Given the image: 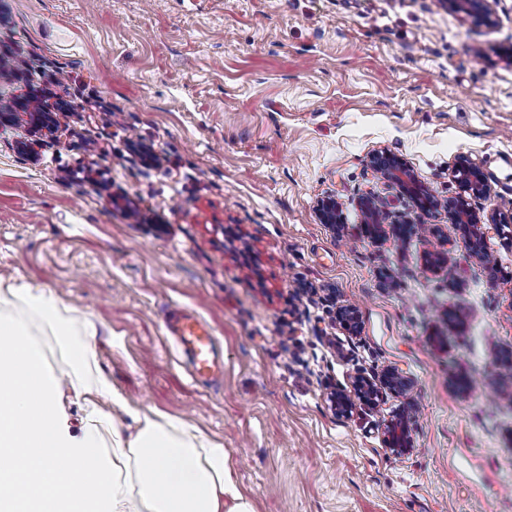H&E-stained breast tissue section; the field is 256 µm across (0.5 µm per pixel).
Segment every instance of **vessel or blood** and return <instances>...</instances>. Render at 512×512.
<instances>
[{"instance_id":"obj_1","label":"vessel or blood","mask_w":512,"mask_h":512,"mask_svg":"<svg viewBox=\"0 0 512 512\" xmlns=\"http://www.w3.org/2000/svg\"><path fill=\"white\" fill-rule=\"evenodd\" d=\"M165 329L176 348L189 360L194 379H223L224 353L193 309H177L166 319Z\"/></svg>"}]
</instances>
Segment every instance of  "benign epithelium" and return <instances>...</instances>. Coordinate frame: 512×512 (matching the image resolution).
I'll use <instances>...</instances> for the list:
<instances>
[{
    "instance_id": "benign-epithelium-1",
    "label": "benign epithelium",
    "mask_w": 512,
    "mask_h": 512,
    "mask_svg": "<svg viewBox=\"0 0 512 512\" xmlns=\"http://www.w3.org/2000/svg\"><path fill=\"white\" fill-rule=\"evenodd\" d=\"M448 8L471 18L475 23L486 27L495 24V14L492 0H440ZM15 108L11 112H0V127L28 125L29 137L16 143L19 154L28 159H36V147L46 141L57 139L59 124L54 112L53 101L28 90L13 98ZM368 165L372 172L385 182L394 185L400 191L414 200L415 208L420 212L444 210L448 212V223L455 225L461 231V241L464 249L473 253L483 239L481 225L506 224L512 221L499 209L487 213L483 218L478 217L472 210L469 199L486 194L489 191L486 175L482 168L474 163L469 156L456 157L451 175L457 183L459 193L454 198L443 201L434 200L433 194L419 184L412 170L403 159L387 148L374 150L368 157ZM358 207L363 216V224L377 225L373 236H383L393 233L394 228L403 226L407 234L419 232L424 226L417 223L409 213H402L389 221L388 228H383V218L388 216L385 205L373 196H363L358 200ZM317 217L319 223L331 227L343 223L342 206L336 197H325L318 202ZM429 232L439 238L440 248L424 254V264L428 270L438 272L448 265V233L442 228L433 226ZM336 320L352 334L359 330V315L351 305L336 307ZM409 380L393 368L384 369L377 378L373 379L363 374L355 377L352 390L338 389L332 394V404L336 414L349 416L361 404L367 408L376 405L381 390L385 389L394 394L404 395L408 391ZM383 442L397 456L410 451L411 439L405 425V415L399 413L386 420L381 428Z\"/></svg>"
}]
</instances>
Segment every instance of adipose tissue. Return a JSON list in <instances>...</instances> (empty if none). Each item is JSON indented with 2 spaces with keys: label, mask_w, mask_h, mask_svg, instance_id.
Wrapping results in <instances>:
<instances>
[{
  "label": "adipose tissue",
  "mask_w": 512,
  "mask_h": 512,
  "mask_svg": "<svg viewBox=\"0 0 512 512\" xmlns=\"http://www.w3.org/2000/svg\"><path fill=\"white\" fill-rule=\"evenodd\" d=\"M15 303L24 317L7 313ZM34 316L89 383L48 368L29 330ZM94 336L75 337L51 290L0 289V512H254L222 445L181 419L132 407L109 375L92 372ZM110 409L123 420L108 421Z\"/></svg>",
  "instance_id": "1"
}]
</instances>
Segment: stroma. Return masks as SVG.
Segmentation results:
<instances>
[{
  "instance_id": "obj_1",
  "label": "stroma",
  "mask_w": 512,
  "mask_h": 512,
  "mask_svg": "<svg viewBox=\"0 0 512 512\" xmlns=\"http://www.w3.org/2000/svg\"><path fill=\"white\" fill-rule=\"evenodd\" d=\"M495 11L484 27L438 0H0V58L72 103L37 161L14 150L25 127L0 128V283L94 326L99 368L222 444L255 512H512L495 359L512 355V223L485 229L491 274L447 213L420 215L454 251L433 274L435 238L366 235L357 206L413 208L369 170L381 147L443 199L468 155L490 185L474 209L512 200V0ZM325 196L340 228L316 219ZM175 307L217 337L222 383L190 377ZM388 367L408 396L336 414L331 392ZM407 404L397 456L381 425ZM429 232L438 237L440 248L433 251H427L424 254V264L428 270L438 272L448 265V232L443 231L442 228L434 225L428 228Z\"/></svg>"
}]
</instances>
